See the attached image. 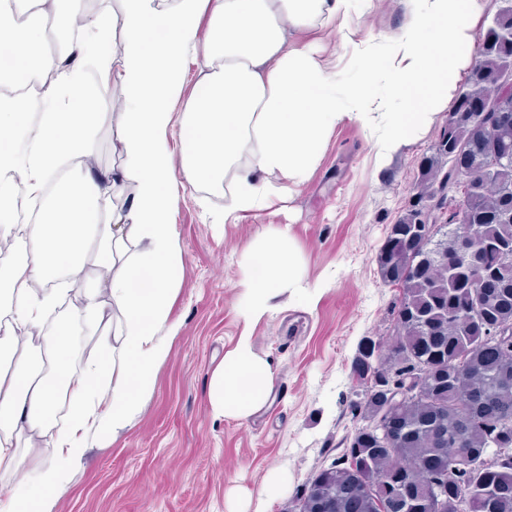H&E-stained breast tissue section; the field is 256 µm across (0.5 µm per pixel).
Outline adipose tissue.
Listing matches in <instances>:
<instances>
[{"instance_id": "adipose-tissue-1", "label": "adipose tissue", "mask_w": 512, "mask_h": 512, "mask_svg": "<svg viewBox=\"0 0 512 512\" xmlns=\"http://www.w3.org/2000/svg\"><path fill=\"white\" fill-rule=\"evenodd\" d=\"M22 2L0 0V46L9 50L0 84L19 87L37 75L43 85L35 97L0 93V244L16 255L0 266V347L9 352L0 369V475L35 449L51 454L25 483H0V512H55L89 448L132 427L179 331L170 313L183 257L169 221L179 177L223 192L218 221L227 224L304 185L342 121L367 132L376 164H384L447 105L473 59L484 0H411L382 60L348 31L352 13L379 0H119L118 13L82 14L77 36L59 50L46 38L69 0H37L35 18L20 24L12 7ZM327 25L338 32L333 59L289 47V32ZM118 27L123 37L110 43ZM190 57L199 90L178 116L173 103ZM349 59L359 64L354 80ZM95 78L123 90L122 165L109 175L88 167L67 177L65 168L94 155L88 131L98 115L86 105ZM129 182L135 195L117 206ZM19 188L45 203L33 223L16 219ZM245 255L246 319L267 316L285 293L314 301L286 229L250 242ZM89 265L97 285L71 316L97 334L100 353L73 373L71 330L59 325L47 336L43 326L65 284L78 283ZM54 279L63 288L51 287ZM273 383L271 362L241 335L210 373L207 407L218 419L249 420L267 405ZM64 399L69 413L60 427L54 413Z\"/></svg>"}]
</instances>
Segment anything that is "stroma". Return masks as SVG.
I'll use <instances>...</instances> for the list:
<instances>
[{"label": "stroma", "instance_id": "stroma-1", "mask_svg": "<svg viewBox=\"0 0 512 512\" xmlns=\"http://www.w3.org/2000/svg\"><path fill=\"white\" fill-rule=\"evenodd\" d=\"M407 13L406 0L357 12L353 37L396 32ZM91 109L101 115L92 136L103 175L121 162L120 89L95 80ZM436 137L429 129L379 167L364 129L343 121L305 185L220 231L212 216L223 210V195L182 182L170 214L183 248L171 312L179 332L133 426L89 450L57 512H226L228 495L239 492L249 495L248 512H298L299 491L344 453L360 345L393 334L399 291L382 282L375 257ZM273 224L287 226L303 278L323 291L310 306L284 301L249 322L239 303L243 247ZM245 332L273 366L272 400L244 423L213 419L205 402L210 371ZM273 470L285 474L283 486L259 496Z\"/></svg>", "mask_w": 512, "mask_h": 512}]
</instances>
